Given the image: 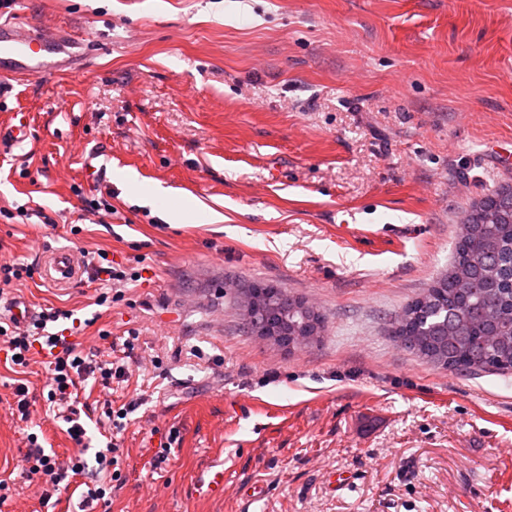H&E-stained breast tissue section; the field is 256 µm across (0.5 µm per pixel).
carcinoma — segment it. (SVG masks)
I'll return each instance as SVG.
<instances>
[{
	"instance_id": "carcinoma-1",
	"label": "carcinoma",
	"mask_w": 512,
	"mask_h": 512,
	"mask_svg": "<svg viewBox=\"0 0 512 512\" xmlns=\"http://www.w3.org/2000/svg\"><path fill=\"white\" fill-rule=\"evenodd\" d=\"M471 235L457 242L453 261L422 294L409 301L401 335L406 350L450 372L512 373V198L485 195L468 211ZM279 304L288 327L311 322L288 289L257 282ZM389 331V336L399 335Z\"/></svg>"
}]
</instances>
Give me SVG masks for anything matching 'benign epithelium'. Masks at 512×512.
Listing matches in <instances>:
<instances>
[{
  "label": "benign epithelium",
  "instance_id": "obj_1",
  "mask_svg": "<svg viewBox=\"0 0 512 512\" xmlns=\"http://www.w3.org/2000/svg\"><path fill=\"white\" fill-rule=\"evenodd\" d=\"M238 307L241 323L251 330L252 335L262 340H272L291 349L309 345L317 338L314 329L290 333L288 327L266 320V316L274 311L275 305L252 286L240 292Z\"/></svg>",
  "mask_w": 512,
  "mask_h": 512
}]
</instances>
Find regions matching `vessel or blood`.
<instances>
[{"label": "vessel or blood", "instance_id": "b4317fda", "mask_svg": "<svg viewBox=\"0 0 512 512\" xmlns=\"http://www.w3.org/2000/svg\"><path fill=\"white\" fill-rule=\"evenodd\" d=\"M87 46L67 31L48 33L36 26L23 27L0 19V75L30 77L58 73L80 66ZM47 282L65 286L77 279L76 257L69 250L49 252L44 262Z\"/></svg>", "mask_w": 512, "mask_h": 512}]
</instances>
